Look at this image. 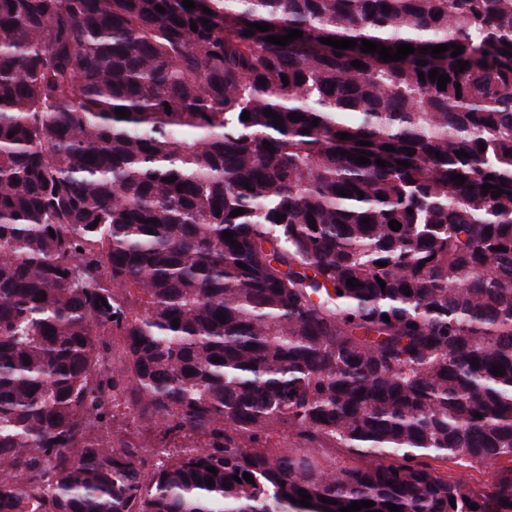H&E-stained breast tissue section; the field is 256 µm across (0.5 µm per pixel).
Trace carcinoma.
<instances>
[{
  "label": "carcinoma",
  "mask_w": 512,
  "mask_h": 512,
  "mask_svg": "<svg viewBox=\"0 0 512 512\" xmlns=\"http://www.w3.org/2000/svg\"><path fill=\"white\" fill-rule=\"evenodd\" d=\"M182 2L0 0V512H512V0Z\"/></svg>",
  "instance_id": "cac0c4a2"
}]
</instances>
